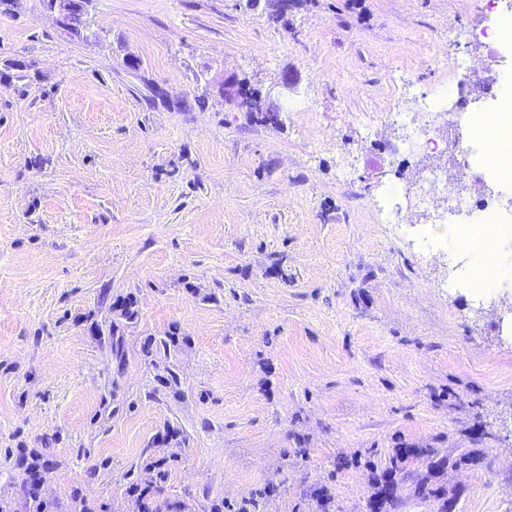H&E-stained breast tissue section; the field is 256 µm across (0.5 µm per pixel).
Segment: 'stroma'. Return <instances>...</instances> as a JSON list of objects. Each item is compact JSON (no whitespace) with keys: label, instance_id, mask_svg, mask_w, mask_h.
Returning <instances> with one entry per match:
<instances>
[{"label":"stroma","instance_id":"stroma-1","mask_svg":"<svg viewBox=\"0 0 512 512\" xmlns=\"http://www.w3.org/2000/svg\"><path fill=\"white\" fill-rule=\"evenodd\" d=\"M0 0V512H367L373 467L408 461L393 512H512V307L445 288L419 227L372 195L430 159L360 112L406 110L484 50L487 0ZM449 23L458 35H442ZM248 79L277 120L225 102ZM133 294L122 356L96 327ZM178 330L169 359L147 339ZM179 392L164 387L166 363ZM170 442H162L166 430ZM35 450L40 489L20 464ZM437 453L433 448H398L392 459L389 461V465L381 470V473L376 478V483L379 478L384 474H397V472L403 469L401 464H405L410 458L412 459H423L428 462L430 467L437 468L438 460H436ZM413 496L422 502H431L437 505L436 512H448V493L442 487L432 488L424 482H419L411 488Z\"/></svg>","mask_w":512,"mask_h":512}]
</instances>
